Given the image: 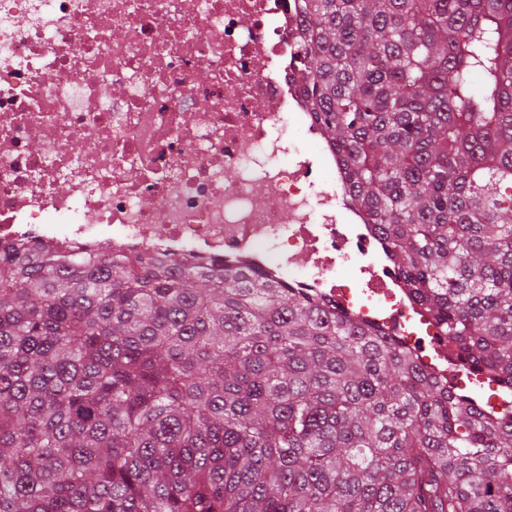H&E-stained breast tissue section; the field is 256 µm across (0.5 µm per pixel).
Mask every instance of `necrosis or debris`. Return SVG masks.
I'll return each instance as SVG.
<instances>
[{
	"label": "necrosis or debris",
	"mask_w": 512,
	"mask_h": 512,
	"mask_svg": "<svg viewBox=\"0 0 512 512\" xmlns=\"http://www.w3.org/2000/svg\"><path fill=\"white\" fill-rule=\"evenodd\" d=\"M303 25L298 0H0V242L256 270L450 373L307 107Z\"/></svg>",
	"instance_id": "1"
}]
</instances>
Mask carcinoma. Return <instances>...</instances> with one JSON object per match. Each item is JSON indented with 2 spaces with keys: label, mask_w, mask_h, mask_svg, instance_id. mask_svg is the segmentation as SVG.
I'll use <instances>...</instances> for the list:
<instances>
[{
  "label": "carcinoma",
  "mask_w": 512,
  "mask_h": 512,
  "mask_svg": "<svg viewBox=\"0 0 512 512\" xmlns=\"http://www.w3.org/2000/svg\"><path fill=\"white\" fill-rule=\"evenodd\" d=\"M311 112L512 387V0H300ZM0 512H512V411L245 268L0 244Z\"/></svg>",
  "instance_id": "cac0c4a2"
}]
</instances>
